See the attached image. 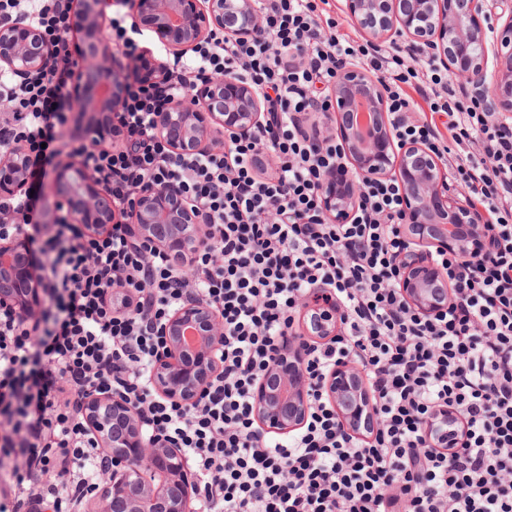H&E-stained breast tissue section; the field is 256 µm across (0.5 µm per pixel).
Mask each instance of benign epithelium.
I'll use <instances>...</instances> for the list:
<instances>
[{"label":"benign epithelium","mask_w":512,"mask_h":512,"mask_svg":"<svg viewBox=\"0 0 512 512\" xmlns=\"http://www.w3.org/2000/svg\"><path fill=\"white\" fill-rule=\"evenodd\" d=\"M109 0H78L76 64L65 109L80 137L102 141L117 133L124 80L156 82L167 69L150 48L130 64L121 61L105 34ZM136 27L146 28L167 48L184 57L209 35L247 40L261 28L259 0H130ZM347 16L375 46L400 48L407 42L445 67L451 79L491 112L512 116V0H345ZM51 45L37 28L0 23V69L25 77L46 69ZM326 132L341 144L339 162L324 174L318 208L330 224L349 223L366 178H392L399 184L408 221L401 233L408 243L399 255V291L420 315L434 317L452 301L448 277L433 259L448 253L465 261L490 249L487 219L471 203L430 144L394 140L382 81L354 62L341 66L324 98ZM372 114L375 131L365 139L357 129L359 105ZM265 103L248 83L220 74L205 79L185 99L158 116L154 133L178 154L227 147L263 128ZM32 162L20 144L0 146V199L29 192ZM51 197L36 210L39 226L68 220L91 230L118 222L120 208L95 175L81 163L56 165L48 175ZM137 237L169 257L186 275L205 240L206 225L179 190L149 185L129 209ZM30 235L0 240V306L23 316L35 311L42 284L35 275ZM298 322L282 349L268 363L252 391L254 420L264 433L286 435L301 429L313 395L305 369L308 352L342 331L343 306L331 288L311 287L298 303ZM194 331L190 346L184 332ZM165 346L153 360L154 391L183 404L195 401L222 370L224 322L203 300L178 305L160 325ZM318 391L336 414L339 428L362 436L379 427L363 367L351 359L336 363ZM83 415L101 448L112 460L97 484L100 512H193L195 482L191 463L178 448H162L142 431L132 407L117 394L92 393ZM462 417L441 409L426 418L431 447L457 448ZM151 473L157 480H146Z\"/></svg>","instance_id":"1"}]
</instances>
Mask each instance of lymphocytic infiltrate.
Here are the masks:
<instances>
[{
  "mask_svg": "<svg viewBox=\"0 0 512 512\" xmlns=\"http://www.w3.org/2000/svg\"><path fill=\"white\" fill-rule=\"evenodd\" d=\"M261 8L264 35L214 33L172 60L163 82L127 84L119 148H74L118 206L147 181L180 189L208 239L189 281L126 224L95 234L62 224L41 237L39 315L0 307V512H87L110 464L82 413L93 391L124 396L148 436L190 457L204 512H512V117L457 99L433 64L416 70L326 31L318 0ZM15 19L54 45L47 72L0 75L12 104L0 113V145H25L38 167L57 151L76 0H0V22ZM348 58L386 75L395 138L431 142L488 216L486 256L441 257L453 301L438 316L419 315L398 290L406 243L396 180H366L350 223L318 212L340 145L328 136L314 150L300 115L320 110L317 84ZM213 72L252 85L267 126L225 153H173L154 136L155 117ZM267 151L279 167L263 166ZM320 282L341 300L344 329L310 351L306 370L317 384L337 360L358 361L380 425L365 438L342 432L317 396L304 427L280 443L256 434L251 392L301 296ZM193 296L224 321V370L187 407L155 394L149 372L163 344L158 324ZM441 407L465 418L457 450L426 448L424 421Z\"/></svg>",
  "mask_w": 512,
  "mask_h": 512,
  "instance_id": "f902f5d3",
  "label": "lymphocytic infiltrate"
}]
</instances>
